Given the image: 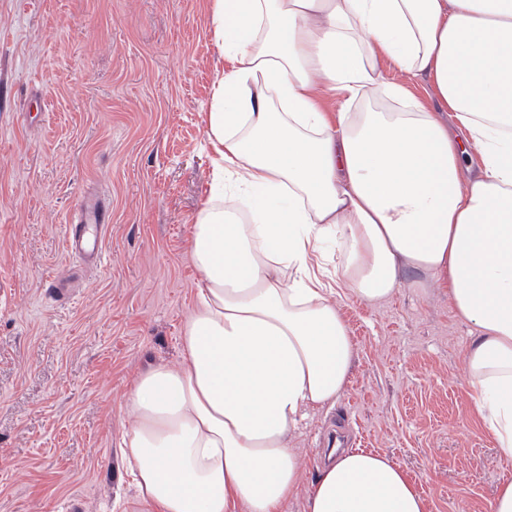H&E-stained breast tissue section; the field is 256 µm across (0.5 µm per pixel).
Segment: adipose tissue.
<instances>
[{
	"label": "adipose tissue",
	"instance_id": "adipose-tissue-1",
	"mask_svg": "<svg viewBox=\"0 0 512 512\" xmlns=\"http://www.w3.org/2000/svg\"><path fill=\"white\" fill-rule=\"evenodd\" d=\"M210 13L230 68L206 116L213 183L190 237L201 278L181 364L129 392L135 499L281 512L302 493L307 512H428L382 453L335 449L304 483L292 436L355 363L336 287L374 304L414 270L470 326L468 393L512 455V0H210ZM386 60L426 77L428 101L324 111L339 94L407 97Z\"/></svg>",
	"mask_w": 512,
	"mask_h": 512
}]
</instances>
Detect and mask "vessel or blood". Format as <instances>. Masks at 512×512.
Returning a JSON list of instances; mask_svg holds the SVG:
<instances>
[{
    "label": "vessel or blood",
    "instance_id": "1",
    "mask_svg": "<svg viewBox=\"0 0 512 512\" xmlns=\"http://www.w3.org/2000/svg\"><path fill=\"white\" fill-rule=\"evenodd\" d=\"M112 221L106 197L97 192L84 196L77 217L68 226L65 251L80 263L93 266L102 256L105 234Z\"/></svg>",
    "mask_w": 512,
    "mask_h": 512
}]
</instances>
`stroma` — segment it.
<instances>
[{"label":"stroma","instance_id":"obj_1","mask_svg":"<svg viewBox=\"0 0 512 512\" xmlns=\"http://www.w3.org/2000/svg\"><path fill=\"white\" fill-rule=\"evenodd\" d=\"M227 62L208 0H0V512H114L128 393L178 365L200 274L192 219L209 196L204 115ZM112 207L102 259L64 251L84 192ZM70 281L56 301L49 277ZM358 357L334 407L296 439L304 477L331 448L386 454L429 512H489L512 480L475 420L470 329L410 271L389 299L340 301Z\"/></svg>","mask_w":512,"mask_h":512}]
</instances>
